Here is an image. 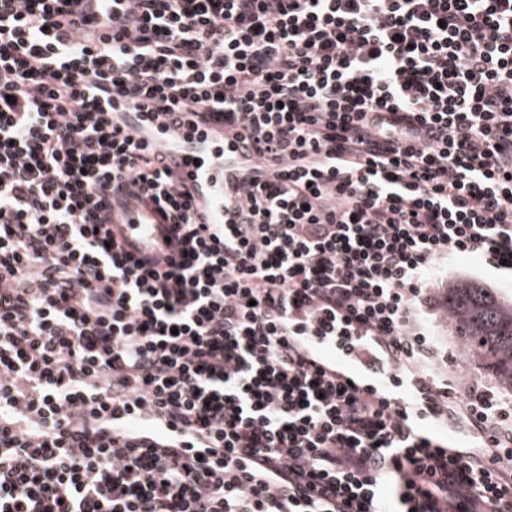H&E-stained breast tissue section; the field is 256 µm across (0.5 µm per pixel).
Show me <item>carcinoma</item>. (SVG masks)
I'll return each instance as SVG.
<instances>
[{
	"instance_id": "1",
	"label": "carcinoma",
	"mask_w": 512,
	"mask_h": 512,
	"mask_svg": "<svg viewBox=\"0 0 512 512\" xmlns=\"http://www.w3.org/2000/svg\"><path fill=\"white\" fill-rule=\"evenodd\" d=\"M448 315L464 346L512 390V306L475 284L448 289Z\"/></svg>"
}]
</instances>
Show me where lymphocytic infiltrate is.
<instances>
[{"label": "lymphocytic infiltrate", "instance_id": "f902f5d3", "mask_svg": "<svg viewBox=\"0 0 512 512\" xmlns=\"http://www.w3.org/2000/svg\"><path fill=\"white\" fill-rule=\"evenodd\" d=\"M0 0V512H512V400L426 372L512 278V0ZM251 143L237 224L114 100ZM155 206L157 268L108 223ZM400 384L350 385L311 348Z\"/></svg>", "mask_w": 512, "mask_h": 512}]
</instances>
